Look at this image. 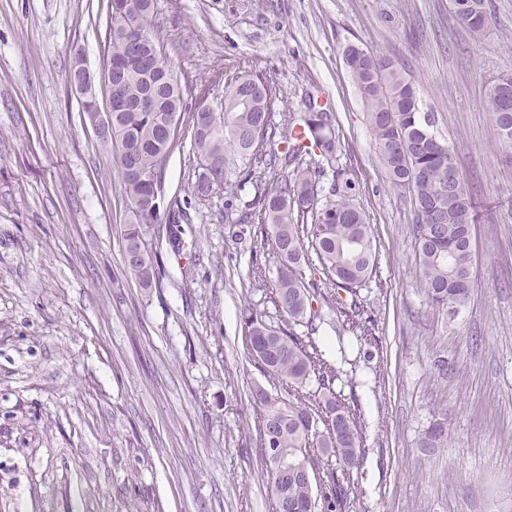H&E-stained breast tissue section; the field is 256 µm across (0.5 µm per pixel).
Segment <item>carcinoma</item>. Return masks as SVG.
I'll use <instances>...</instances> for the list:
<instances>
[{
  "instance_id": "cac0c4a2",
  "label": "carcinoma",
  "mask_w": 512,
  "mask_h": 512,
  "mask_svg": "<svg viewBox=\"0 0 512 512\" xmlns=\"http://www.w3.org/2000/svg\"><path fill=\"white\" fill-rule=\"evenodd\" d=\"M118 2L108 0L106 62L123 75L119 95L128 102L126 110L112 115V150L129 213L124 261L140 285L150 288L159 279V257L138 255L141 227L157 223L148 176L158 170L160 124L172 114L181 116L187 99L171 66L151 69L154 56L162 52L149 28L154 0H130L143 22L134 29L116 9ZM450 2L472 34L484 33L490 0ZM342 55L352 57L349 72L366 105L380 165L391 185L407 191L416 207L413 232L428 301L455 318L471 300L474 249L464 235L479 223L463 178L448 184V170L458 169L457 147L440 133L434 113L423 109L411 77L392 61L356 43L345 44ZM279 93L274 81L259 74L244 73L225 82L216 124L202 121L191 127L199 169L190 190L202 199L221 186L253 183L246 219L264 227L259 249L270 248L277 261L272 303L288 324L276 328L252 314L245 327L251 356L288 386L285 398L255 391L261 406L257 436L274 512H342L344 494L336 469L326 468L316 497L314 484L290 468L305 465L312 471L320 457L332 455L342 470H349L363 446L362 426L357 414L331 394L319 408L306 400L303 389L310 377L324 386L336 377V367L317 347H307L295 327L315 333L307 314L319 317L312 308L316 303L339 314L345 330L368 332L356 289L376 272V254L371 225L356 204L358 178L337 166L342 139L334 113L317 96L306 94L304 109L285 113L288 137L279 150L278 127L269 119ZM486 102L501 143L511 150L512 76L494 80ZM313 155L318 160L310 164L306 157ZM329 171L330 201L321 206L320 179ZM420 447H448V419L435 420Z\"/></svg>"
}]
</instances>
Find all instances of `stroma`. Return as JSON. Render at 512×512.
I'll list each match as a JSON object with an SVG mask.
<instances>
[{
  "instance_id": "stroma-1",
  "label": "stroma",
  "mask_w": 512,
  "mask_h": 512,
  "mask_svg": "<svg viewBox=\"0 0 512 512\" xmlns=\"http://www.w3.org/2000/svg\"><path fill=\"white\" fill-rule=\"evenodd\" d=\"M108 0H0V512H272L251 390L279 393L246 349L244 320H284L271 284L249 276L254 195L197 199L190 131L163 176L188 219L144 227L161 262L143 288L123 262L128 211L110 148L71 88L83 54L105 57ZM156 37L189 104L219 109L240 71L280 89L271 118L319 88L371 224L377 270L357 291L369 336L336 335L322 310L313 339L334 362L336 397L364 445L343 512H512V154L486 107L512 74V0H491L473 37L450 0H154ZM391 59L458 144L482 216L474 282L456 319L419 282L407 192L378 161L345 43ZM447 417V447L424 452Z\"/></svg>"
}]
</instances>
